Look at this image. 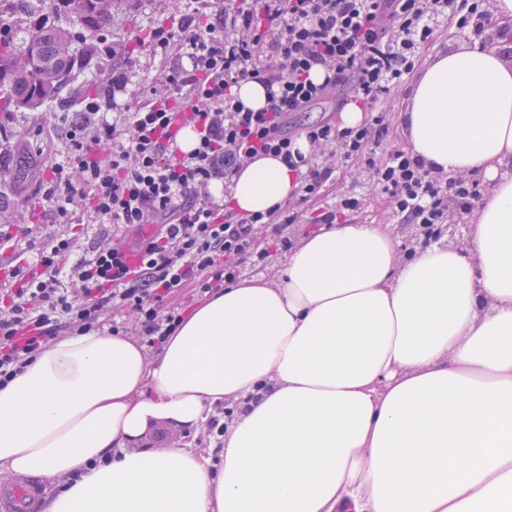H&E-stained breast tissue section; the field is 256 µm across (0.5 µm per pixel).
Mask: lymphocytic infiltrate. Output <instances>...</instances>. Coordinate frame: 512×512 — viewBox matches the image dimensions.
Here are the masks:
<instances>
[{
	"mask_svg": "<svg viewBox=\"0 0 512 512\" xmlns=\"http://www.w3.org/2000/svg\"><path fill=\"white\" fill-rule=\"evenodd\" d=\"M481 15L477 0L463 13L457 0H238L212 13L184 0L178 18L150 31L154 53L170 61L160 72L166 95L149 90L117 108L113 92L125 79L113 73L111 95L86 97L82 111L59 116L66 147L43 197L58 223L105 225L112 238L77 258L75 238L56 235L32 270L11 271L0 288V386L62 336L117 335L130 322L148 349L158 348L183 320L185 288L213 293L291 249L296 212L240 215L224 201L256 154L279 157L304 199L321 194L338 164H351L402 223L419 225L423 239L438 235L449 200L473 207L478 184L431 174L390 145L387 105L444 19L465 28ZM248 80L265 87L264 108L238 98ZM335 96L358 104L365 120L289 130L292 114ZM187 126L197 145L183 152L175 143ZM300 139L309 153L297 149Z\"/></svg>",
	"mask_w": 512,
	"mask_h": 512,
	"instance_id": "lymphocytic-infiltrate-1",
	"label": "lymphocytic infiltrate"
}]
</instances>
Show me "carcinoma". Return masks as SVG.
<instances>
[{
    "label": "carcinoma",
    "mask_w": 512,
    "mask_h": 512,
    "mask_svg": "<svg viewBox=\"0 0 512 512\" xmlns=\"http://www.w3.org/2000/svg\"><path fill=\"white\" fill-rule=\"evenodd\" d=\"M62 2L66 17L75 19L90 31L112 26L115 0H51ZM77 34L63 26L31 30L23 53L9 43H0V114L10 110L38 111L62 99V92L73 77L74 56L69 46ZM38 159L28 146L0 143V183L11 189H25L37 182Z\"/></svg>",
    "instance_id": "cac0c4a2"
}]
</instances>
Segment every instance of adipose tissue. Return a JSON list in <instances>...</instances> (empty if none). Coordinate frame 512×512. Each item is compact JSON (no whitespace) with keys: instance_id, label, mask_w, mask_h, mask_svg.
Segmentation results:
<instances>
[{"instance_id":"ef3b65f1","label":"adipose tissue","mask_w":512,"mask_h":512,"mask_svg":"<svg viewBox=\"0 0 512 512\" xmlns=\"http://www.w3.org/2000/svg\"><path fill=\"white\" fill-rule=\"evenodd\" d=\"M491 11L497 46L436 55L402 114L427 168L486 186L465 248L403 259L391 225L345 220L278 279L206 296L154 355L64 337L0 388V469L57 484L44 512H512V0ZM233 181L240 214L297 188L269 155ZM221 404L219 454L149 447Z\"/></svg>"}]
</instances>
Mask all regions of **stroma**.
I'll use <instances>...</instances> for the list:
<instances>
[{"mask_svg": "<svg viewBox=\"0 0 512 512\" xmlns=\"http://www.w3.org/2000/svg\"><path fill=\"white\" fill-rule=\"evenodd\" d=\"M178 7L177 0H123L114 12L112 26L107 31L109 39L118 45L122 54L114 59L107 58L100 51L91 54L85 68L77 71L67 89L71 108H78L85 96L97 93V86L87 83L89 75L111 67L127 71L129 76L124 92L117 98L118 104L137 103L164 66L143 38L156 21L176 16ZM496 37V32L490 29L473 35L471 31L458 29L456 21L450 20L441 24L433 40L421 49L420 55L427 60L439 51L472 42L476 38L492 46L496 43ZM58 111V105L53 104L45 112H15L12 120L0 128V134L11 141L20 139L28 142L40 157L43 167H50L54 152L66 140V130L58 120ZM327 186L328 190L321 199L290 200V208L300 215L295 235H302L307 230L308 220L317 208L335 206L341 195L351 192L361 200V208L352 213V220L360 224H391L396 226L401 240L410 239L413 233L410 225L398 223L390 213L386 200L371 189L366 175L355 168L340 166ZM0 225L5 226L13 253L17 256L27 253L31 242L40 241L60 230L38 184L24 191L15 210L0 214Z\"/></svg>", "mask_w": 512, "mask_h": 512, "instance_id": "35a3bbf8", "label": "stroma"}]
</instances>
